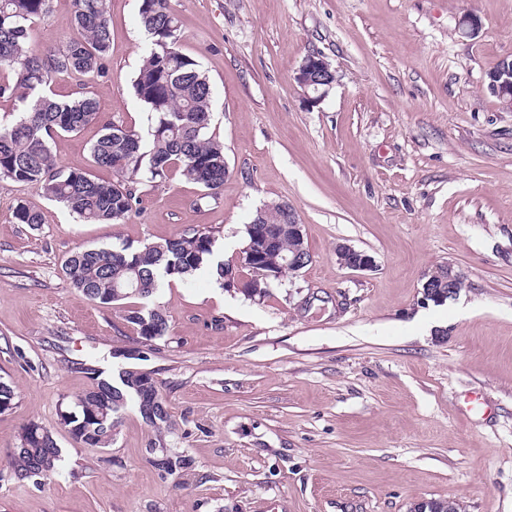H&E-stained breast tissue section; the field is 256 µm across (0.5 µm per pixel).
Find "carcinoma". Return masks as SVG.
<instances>
[{
  "label": "carcinoma",
  "instance_id": "cac0c4a2",
  "mask_svg": "<svg viewBox=\"0 0 512 512\" xmlns=\"http://www.w3.org/2000/svg\"><path fill=\"white\" fill-rule=\"evenodd\" d=\"M75 36L62 49L29 51L28 39L37 20L49 12L50 0H0V69L12 79L0 84V97L17 106V117L0 124V180L35 189L59 202L87 223H122L137 204L136 185L144 178L166 177L171 169L197 184L204 196L217 195L224 185V144L209 135L212 89L199 63L180 50L181 20L171 0H140V22L150 49L134 81L136 98L147 111V136L121 124L104 127L91 146L95 163L112 171L104 181L91 174L57 165L49 140L59 133H76L98 116L97 102L81 94L69 100L53 97L57 79L103 74L111 44L107 0H74ZM261 223L288 221L282 205L268 206ZM214 237L190 228L161 242L112 249L86 248L72 253L62 271L70 284L104 306L136 298L147 300L169 278L183 279L206 265H216L217 281L237 277L233 268L214 262ZM288 240H278L259 257L244 260L249 280L259 271L279 269L288 255ZM124 319L140 338L154 341L166 335L168 319L159 308L130 306ZM96 377V385L61 415L69 433L85 436L92 448L114 441L122 413L138 410L145 422L161 428L169 422L164 402L151 405L146 375L121 370V386ZM149 461L167 475L188 468L186 457L169 448L149 446ZM61 458L53 434L36 424L23 428L12 453L15 476L48 478Z\"/></svg>",
  "mask_w": 512,
  "mask_h": 512
}]
</instances>
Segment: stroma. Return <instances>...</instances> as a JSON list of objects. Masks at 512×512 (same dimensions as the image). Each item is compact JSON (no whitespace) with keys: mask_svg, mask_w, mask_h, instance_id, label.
<instances>
[{"mask_svg":"<svg viewBox=\"0 0 512 512\" xmlns=\"http://www.w3.org/2000/svg\"><path fill=\"white\" fill-rule=\"evenodd\" d=\"M106 75L56 81L98 100L95 122L50 140L63 167L111 179L90 148L103 126L143 132L133 80L147 37L139 0H107ZM181 51L212 88L210 132L228 174L202 198L179 172L145 179L120 224L79 221L34 189L0 180V512H512V112L488 74L512 57V0H172ZM480 22L476 35L461 17ZM75 35L73 0H50L30 45ZM323 55L337 80L307 105L294 76ZM288 203L311 263L261 298L193 274L152 302L168 332L140 341L119 310L65 280L71 253L141 245L192 226L243 271L245 226ZM40 213L18 223V206ZM374 270L341 266L337 244ZM450 264L456 297L422 303ZM152 374L173 424L127 410L111 447L72 440L62 410L103 364ZM61 450L47 480H17L23 427ZM189 459L169 476L149 444Z\"/></svg>","mask_w":512,"mask_h":512,"instance_id":"obj_1","label":"stroma"}]
</instances>
